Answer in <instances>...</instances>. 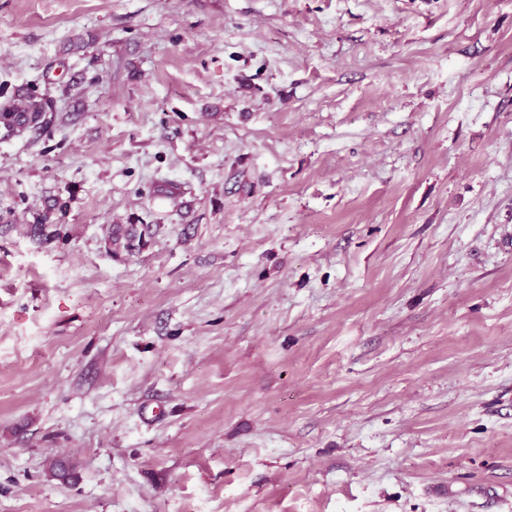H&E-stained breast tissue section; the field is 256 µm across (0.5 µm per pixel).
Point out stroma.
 <instances>
[{
	"mask_svg": "<svg viewBox=\"0 0 512 512\" xmlns=\"http://www.w3.org/2000/svg\"><path fill=\"white\" fill-rule=\"evenodd\" d=\"M26 91L0 512H512V0H0ZM158 229L152 224H113L108 230L106 244L108 249L122 248L127 253L140 252L145 248Z\"/></svg>",
	"mask_w": 512,
	"mask_h": 512,
	"instance_id": "35a3bbf8",
	"label": "stroma"
}]
</instances>
